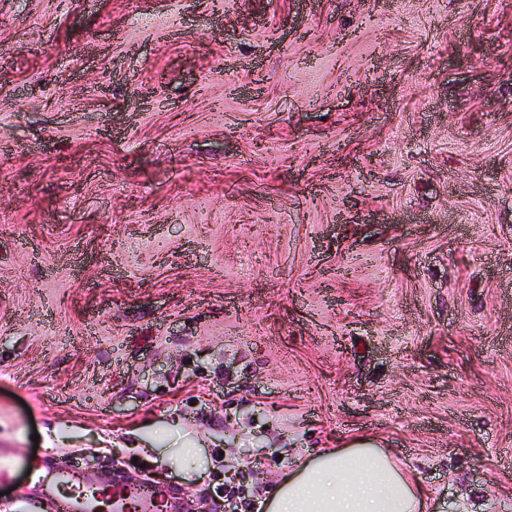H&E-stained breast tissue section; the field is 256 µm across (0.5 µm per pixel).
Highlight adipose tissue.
I'll use <instances>...</instances> for the list:
<instances>
[{
	"instance_id": "1",
	"label": "adipose tissue",
	"mask_w": 512,
	"mask_h": 512,
	"mask_svg": "<svg viewBox=\"0 0 512 512\" xmlns=\"http://www.w3.org/2000/svg\"><path fill=\"white\" fill-rule=\"evenodd\" d=\"M422 487L369 440L324 450L273 488L268 512H421Z\"/></svg>"
}]
</instances>
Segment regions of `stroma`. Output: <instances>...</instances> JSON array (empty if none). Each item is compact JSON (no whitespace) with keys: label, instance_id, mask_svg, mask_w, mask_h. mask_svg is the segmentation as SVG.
<instances>
[{"label":"stroma","instance_id":"35a3bbf8","mask_svg":"<svg viewBox=\"0 0 512 512\" xmlns=\"http://www.w3.org/2000/svg\"><path fill=\"white\" fill-rule=\"evenodd\" d=\"M223 3L0 0V512L354 437L512 512V0Z\"/></svg>","mask_w":512,"mask_h":512}]
</instances>
